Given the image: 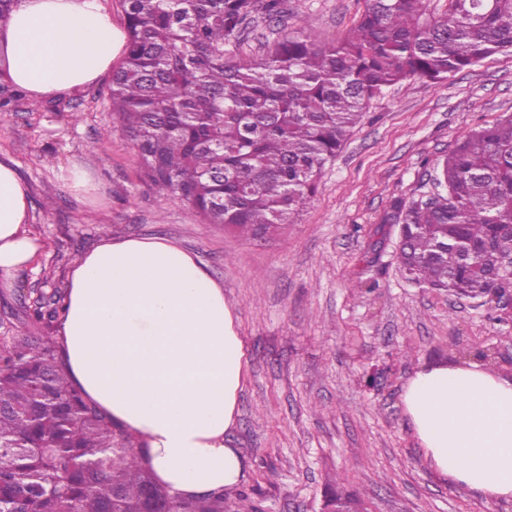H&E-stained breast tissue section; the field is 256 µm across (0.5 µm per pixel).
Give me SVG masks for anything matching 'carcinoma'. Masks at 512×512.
<instances>
[{
	"label": "carcinoma",
	"mask_w": 512,
	"mask_h": 512,
	"mask_svg": "<svg viewBox=\"0 0 512 512\" xmlns=\"http://www.w3.org/2000/svg\"><path fill=\"white\" fill-rule=\"evenodd\" d=\"M365 0L351 33L325 47L286 34L266 56L231 50L281 0H119L127 41L112 69L116 129L144 178L209 224L243 236L291 224L370 103L410 78L433 83L512 49V0ZM0 112L22 99L0 44ZM434 191L395 199L405 279L480 296L512 287V116L474 130L433 168ZM64 299L35 301L26 332L0 338V512H224V494L175 500L134 439L67 380L49 330Z\"/></svg>",
	"instance_id": "cac0c4a2"
}]
</instances>
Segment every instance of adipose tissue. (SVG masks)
<instances>
[{
  "mask_svg": "<svg viewBox=\"0 0 512 512\" xmlns=\"http://www.w3.org/2000/svg\"><path fill=\"white\" fill-rule=\"evenodd\" d=\"M13 82L33 98L79 89L108 71L122 31L99 0H16L0 29ZM30 199L0 160V277L44 249ZM58 325L68 381L125 428L174 498L231 492L244 477L225 441L237 417L246 345L224 288L166 238L102 242L74 264ZM402 402L428 465L486 500L512 502V379L480 364L418 368Z\"/></svg>",
  "mask_w": 512,
  "mask_h": 512,
  "instance_id": "obj_1",
  "label": "adipose tissue"
}]
</instances>
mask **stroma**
<instances>
[{"instance_id":"1","label":"stroma","mask_w":512,"mask_h":512,"mask_svg":"<svg viewBox=\"0 0 512 512\" xmlns=\"http://www.w3.org/2000/svg\"><path fill=\"white\" fill-rule=\"evenodd\" d=\"M364 0H285L281 21L249 25L234 52L299 30L341 42ZM110 74L72 92L25 100L0 124V160L29 188V222L44 242L12 287L0 284V336L16 312L66 293L75 261L107 238L161 236L224 288L248 366L227 438L246 461L241 490L261 512H320L328 480L344 479L368 512H512L429 468L402 403L419 367L475 362L512 377V306L421 288L400 273L391 201L431 188L438 159L471 130L512 114V51L435 84L413 78L374 99L322 173L316 194L278 235L247 238L205 223L180 196L146 184L130 141L114 131ZM79 167L95 188L70 189Z\"/></svg>"}]
</instances>
